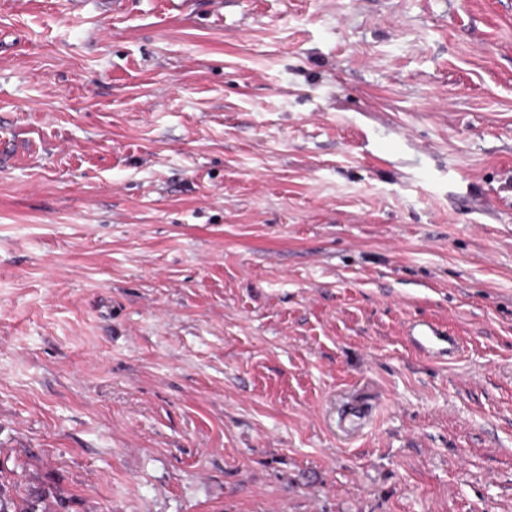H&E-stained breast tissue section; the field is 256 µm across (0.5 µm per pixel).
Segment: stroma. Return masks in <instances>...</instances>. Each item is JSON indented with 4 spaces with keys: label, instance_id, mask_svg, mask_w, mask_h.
Masks as SVG:
<instances>
[{
    "label": "stroma",
    "instance_id": "35a3bbf8",
    "mask_svg": "<svg viewBox=\"0 0 512 512\" xmlns=\"http://www.w3.org/2000/svg\"><path fill=\"white\" fill-rule=\"evenodd\" d=\"M0 474L512 512V0H0ZM409 343L422 353L448 356L458 350V341L443 327L429 322H415L408 330Z\"/></svg>",
    "mask_w": 512,
    "mask_h": 512
}]
</instances>
